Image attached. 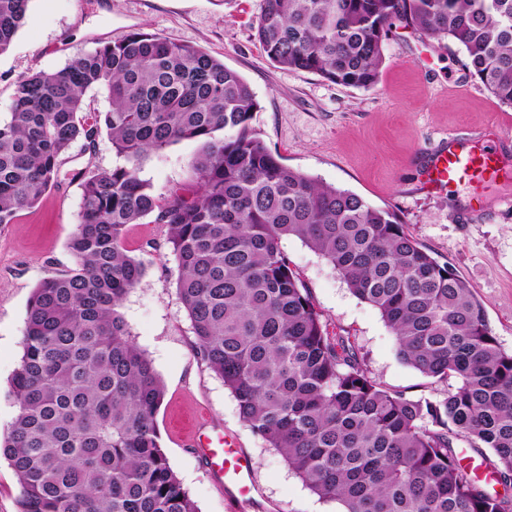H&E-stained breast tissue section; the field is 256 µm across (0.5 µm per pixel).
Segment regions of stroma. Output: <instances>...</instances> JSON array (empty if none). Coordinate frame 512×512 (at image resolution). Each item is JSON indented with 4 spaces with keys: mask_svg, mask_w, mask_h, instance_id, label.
<instances>
[{
    "mask_svg": "<svg viewBox=\"0 0 512 512\" xmlns=\"http://www.w3.org/2000/svg\"><path fill=\"white\" fill-rule=\"evenodd\" d=\"M262 7L263 0H32L33 22L0 54V116L10 112L19 78L62 69L129 32L198 47L250 84L259 104L251 124L284 164L394 212L423 248L468 283L499 345L512 353V108L469 76L458 45L421 39L403 26L385 40L379 80L369 89L277 67L255 37ZM491 124L510 136L501 145L506 175L444 190L426 186L432 153L449 138L469 139ZM199 148L186 140L153 153L140 176L159 192L181 186ZM116 162L107 135L91 150L74 145L58 185L16 223L0 226V430L15 415L10 382L22 354L28 300L39 281L72 264L68 242L80 188L71 174ZM167 235L163 224L129 227V253L143 262L146 275L126 296L122 313L165 386L157 415L161 443L199 512H227L223 492L188 446L203 415L234 435L252 459L259 493L244 512H341L339 504L311 493L250 430L223 382L195 356ZM283 246L323 322L348 337L371 379L412 397L434 398L447 389V382L400 359L379 312L355 297L324 258L296 238Z\"/></svg>",
    "mask_w": 512,
    "mask_h": 512,
    "instance_id": "obj_1",
    "label": "stroma"
}]
</instances>
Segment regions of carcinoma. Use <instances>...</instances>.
<instances>
[{"label": "carcinoma", "mask_w": 512, "mask_h": 512, "mask_svg": "<svg viewBox=\"0 0 512 512\" xmlns=\"http://www.w3.org/2000/svg\"><path fill=\"white\" fill-rule=\"evenodd\" d=\"M30 2L0 0V54L33 20ZM398 23L458 44L468 74L512 107V0H264L255 36L279 67L368 89ZM93 88L107 111L85 107ZM257 109L223 61L144 31L17 81L0 120V226L58 184L76 143L105 133L122 159L72 174L73 267L28 301L0 434L19 512H198L161 444L164 385L120 312L146 274L127 230L147 218L168 227L195 354L313 494L343 512H512V354L483 304L395 213L283 164L251 125ZM184 140L202 144L188 182L155 191L143 162ZM288 237L379 311L408 365L455 384L432 399L372 380L321 320ZM460 442L492 456L466 464Z\"/></svg>", "instance_id": "1"}]
</instances>
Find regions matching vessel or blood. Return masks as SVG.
Wrapping results in <instances>:
<instances>
[{
	"label": "vessel or blood",
	"mask_w": 512,
	"mask_h": 512,
	"mask_svg": "<svg viewBox=\"0 0 512 512\" xmlns=\"http://www.w3.org/2000/svg\"><path fill=\"white\" fill-rule=\"evenodd\" d=\"M501 172V161L495 145L486 144L477 149L460 140L451 141L448 149L434 155L427 165L428 182L435 187L463 181L493 180ZM209 427V422H200L191 441L205 461L208 474L231 505L253 503L258 488L250 455L230 435L225 436L223 447H211L205 441Z\"/></svg>",
	"instance_id": "vessel-or-blood-1"
}]
</instances>
